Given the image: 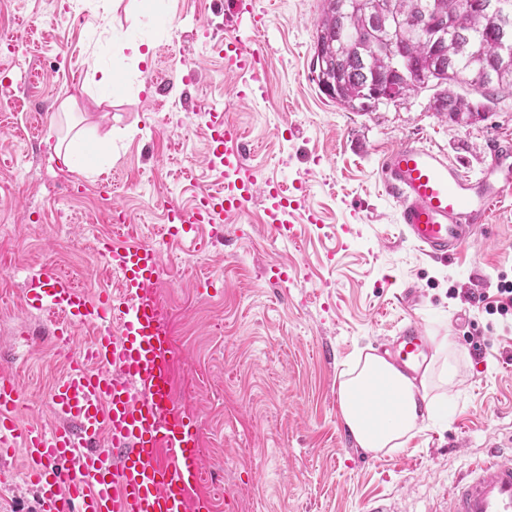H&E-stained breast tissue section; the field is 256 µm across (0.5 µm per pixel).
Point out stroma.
I'll list each match as a JSON object with an SVG mask.
<instances>
[{"mask_svg":"<svg viewBox=\"0 0 512 512\" xmlns=\"http://www.w3.org/2000/svg\"><path fill=\"white\" fill-rule=\"evenodd\" d=\"M320 10L321 0H256L254 15L231 22L224 0H0V371L28 395L21 424H52L47 394L67 362L47 316L26 305L30 277L49 266L89 293L114 289L98 238L152 243L155 292L178 329V400L210 480L232 498L213 512H431L512 433V311L485 310L512 281V193L483 233L433 260L404 239L380 162L419 141L480 175L491 147L512 142V96L468 127L438 115L429 91L346 109L312 72ZM227 34L264 55L253 101L238 98L240 77L210 49ZM130 40L151 46L135 66ZM105 72L119 91L100 87ZM156 72L169 84L155 101ZM212 108L243 132L244 173L303 186L318 223L276 236L258 194L199 225L195 240L164 239L168 206L224 186L200 116ZM91 143L96 172L63 163ZM110 180L122 225L98 193ZM411 317L460 356L448 418L426 421L399 451L363 452L342 422L338 374ZM24 472L22 459L0 463V512H36Z\"/></svg>","mask_w":512,"mask_h":512,"instance_id":"obj_1","label":"stroma"}]
</instances>
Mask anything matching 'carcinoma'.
Here are the masks:
<instances>
[{"label":"carcinoma","instance_id":"1","mask_svg":"<svg viewBox=\"0 0 512 512\" xmlns=\"http://www.w3.org/2000/svg\"><path fill=\"white\" fill-rule=\"evenodd\" d=\"M336 2L322 0L316 46L325 49L318 58L324 75L335 84L332 98L348 109L371 111L370 88L399 71L414 79L431 70L439 58L450 70L462 63L463 48L494 55L497 22L469 13L450 20L448 8L441 6L444 0H346L349 6L342 12ZM448 24L447 43L429 45L427 31ZM506 92L512 93V62L492 69L484 84L483 106ZM469 106L468 96L455 94L435 98L433 108L451 117Z\"/></svg>","mask_w":512,"mask_h":512}]
</instances>
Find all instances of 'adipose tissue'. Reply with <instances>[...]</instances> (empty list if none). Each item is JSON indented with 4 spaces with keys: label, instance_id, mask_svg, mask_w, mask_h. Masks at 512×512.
Returning <instances> with one entry per match:
<instances>
[{
    "label": "adipose tissue",
    "instance_id": "1",
    "mask_svg": "<svg viewBox=\"0 0 512 512\" xmlns=\"http://www.w3.org/2000/svg\"><path fill=\"white\" fill-rule=\"evenodd\" d=\"M435 353L421 376L403 372L385 357L367 353L339 374L341 417L358 448L397 451L425 420L448 414V400L430 393L432 380L454 384L457 361L444 336L432 337Z\"/></svg>",
    "mask_w": 512,
    "mask_h": 512
}]
</instances>
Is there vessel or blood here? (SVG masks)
<instances>
[{"label":"vessel or blood","instance_id":"b4317fda","mask_svg":"<svg viewBox=\"0 0 512 512\" xmlns=\"http://www.w3.org/2000/svg\"><path fill=\"white\" fill-rule=\"evenodd\" d=\"M212 49L231 72L253 71L256 54L239 37H225ZM207 128L211 157L224 162V188L202 193L192 207H170L169 223L186 234L200 224L223 223L260 190L271 202L266 217L278 235H291L301 217L317 223L303 195L269 180L241 178L243 140L236 124L212 110ZM492 157L473 177L444 151L417 142L389 151L381 163L383 184L399 204L405 238L440 259L472 239L493 206L512 192V145H498ZM99 252L119 274L120 289L91 295L49 267L28 282V301L49 316L59 345L70 344L77 327L97 332L69 357L50 391L55 426L19 425L26 395L12 374L0 372V457L26 461L38 512H212L210 495L198 491L205 474L200 431L173 398L171 341L154 291L159 251L112 237L100 240ZM381 353L408 373L421 369L430 356L421 323L400 324ZM444 509L512 512V435L449 487Z\"/></svg>","mask_w":512,"mask_h":512}]
</instances>
